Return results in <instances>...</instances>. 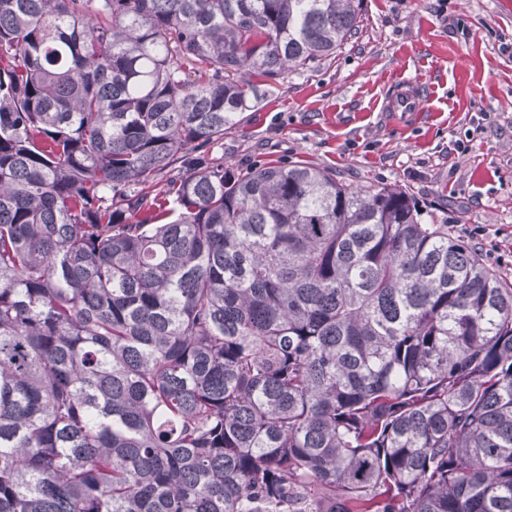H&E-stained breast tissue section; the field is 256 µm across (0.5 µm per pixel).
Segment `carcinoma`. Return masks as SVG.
<instances>
[{
    "label": "carcinoma",
    "mask_w": 512,
    "mask_h": 512,
    "mask_svg": "<svg viewBox=\"0 0 512 512\" xmlns=\"http://www.w3.org/2000/svg\"><path fill=\"white\" fill-rule=\"evenodd\" d=\"M362 10L0 0V512H512V284L400 186L191 156Z\"/></svg>",
    "instance_id": "1"
}]
</instances>
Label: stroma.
Returning <instances> with one entry per match:
<instances>
[{
  "label": "stroma",
  "instance_id": "obj_1",
  "mask_svg": "<svg viewBox=\"0 0 512 512\" xmlns=\"http://www.w3.org/2000/svg\"><path fill=\"white\" fill-rule=\"evenodd\" d=\"M403 79L425 95L411 117L387 109ZM260 91L210 150L225 168L305 161L401 185L454 238L482 227L484 264L512 282V0H364L335 56ZM455 139L467 152L449 153Z\"/></svg>",
  "mask_w": 512,
  "mask_h": 512
}]
</instances>
